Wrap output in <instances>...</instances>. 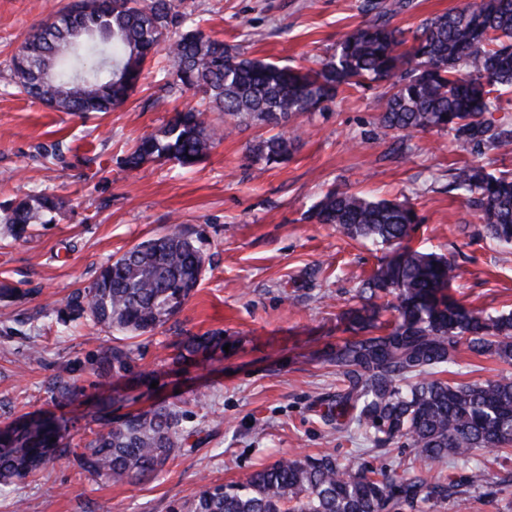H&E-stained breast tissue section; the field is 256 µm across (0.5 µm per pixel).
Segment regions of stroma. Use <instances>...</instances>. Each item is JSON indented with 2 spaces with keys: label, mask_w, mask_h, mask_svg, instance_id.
<instances>
[{
  "label": "stroma",
  "mask_w": 512,
  "mask_h": 512,
  "mask_svg": "<svg viewBox=\"0 0 512 512\" xmlns=\"http://www.w3.org/2000/svg\"><path fill=\"white\" fill-rule=\"evenodd\" d=\"M68 0H0V203L39 193L62 209L49 224L13 239L0 223V283L20 291L0 300V426L30 413L68 422L81 447L102 402L113 416L174 403L192 434L144 485L92 479L61 459L0 488V512H169L206 483L234 485L285 458L331 453L375 472L412 452L406 441L376 450L364 430L337 427L322 403L340 387L331 358L358 337L351 312L360 282L381 251L352 241L305 211L331 190L405 201L423 216L410 244L455 260V296L491 314L512 311V250L483 236L478 217L451 191L450 168L464 163L449 137L418 132L396 141L375 109V90L347 89L323 110L290 120L288 162L268 166L248 147L271 136L253 123L225 138L192 169L149 163L125 170L120 160L175 110L203 108L200 96L164 84L157 58L130 99L105 115L54 111L20 94L11 60L18 47ZM469 0H410L391 20L415 32L426 18ZM206 32L247 58L314 67L337 42L371 19L367 0H176ZM59 143L62 160L37 157ZM203 230L202 280L181 312L153 333L125 339L84 320L56 316L67 296L88 287L99 268L174 224ZM220 333L226 343L182 365L172 357L187 336ZM128 343L134 375L102 381L93 371L101 347ZM511 374L512 364L462 352L445 378L475 383ZM81 387L71 402L52 385ZM423 512H512V486L492 497L472 491Z\"/></svg>",
  "instance_id": "35a3bbf8"
}]
</instances>
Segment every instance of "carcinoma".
<instances>
[{
  "mask_svg": "<svg viewBox=\"0 0 512 512\" xmlns=\"http://www.w3.org/2000/svg\"><path fill=\"white\" fill-rule=\"evenodd\" d=\"M406 6V0H374L372 19L345 34L318 68L305 70L241 57L187 23L175 0H72L14 55L13 79L20 92L58 112L105 114L127 102L151 55L163 51L175 85L203 94L233 120L220 127L200 110L177 111L123 158L129 171L153 161L193 167L243 124L280 126L321 109L343 87L379 82L385 86L375 106L386 130L443 132L463 154L512 150V117H493L503 110V95L512 94V0H472L426 20L410 39L391 26ZM291 150L292 142L277 134L253 143L249 153L271 165L287 162ZM451 178L478 212L485 235L512 245V171L495 174L465 163ZM62 206L56 196L34 195L0 204V219L20 239ZM305 219L390 249L362 281L361 307L353 314L368 335L336 350L342 388L327 416L369 432L378 449L408 440L422 465L370 476L332 454L306 455L258 470L243 484H205L170 512H413L444 504L465 487L493 493L499 483L476 458L512 447V377L451 384L436 374L457 365L463 345L512 363V313L494 316L452 295L455 262L409 245L421 218L403 202L332 190ZM205 263L201 235L177 224L101 267L90 286L67 298L57 322L66 327L85 319L130 337L151 333L180 312ZM387 311L392 318L380 320ZM220 342L216 335L187 336L176 360L192 361ZM134 369L133 353L123 345L101 348L95 360L104 381ZM95 423L80 452L65 442L62 419L31 417L0 429V486L70 456L106 482L142 483L189 436L172 404L118 420L104 406ZM445 459L467 473L429 474L428 463Z\"/></svg>",
  "mask_w": 512,
  "mask_h": 512,
  "instance_id": "obj_1",
  "label": "carcinoma"
}]
</instances>
